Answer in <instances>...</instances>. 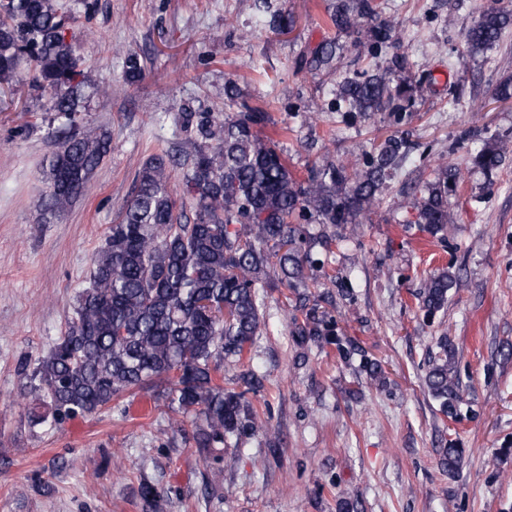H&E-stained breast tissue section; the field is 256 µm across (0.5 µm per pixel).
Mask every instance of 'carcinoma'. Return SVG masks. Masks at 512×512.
Listing matches in <instances>:
<instances>
[{"label": "carcinoma", "mask_w": 512, "mask_h": 512, "mask_svg": "<svg viewBox=\"0 0 512 512\" xmlns=\"http://www.w3.org/2000/svg\"><path fill=\"white\" fill-rule=\"evenodd\" d=\"M336 32L355 36L380 60L371 71L346 75L336 90V110L351 119L386 112L393 123L409 118L418 86L398 79L410 68L394 23L381 17L376 0H331L325 7ZM512 27V5L495 0L463 32L467 53L500 43ZM61 0H0V85L26 73L49 97L58 119L74 120L86 76L73 36L66 31ZM336 41L317 45L304 62L330 66ZM144 65L136 53L122 60L126 82L138 81ZM267 114L247 102L233 115L180 112L175 125L187 134L183 150V195L193 220L171 187L167 154L149 157L139 169L132 197L121 208L105 244L93 258L91 286L76 299V318L38 363L31 380L46 398L28 409L42 424L93 414L143 389L184 413L197 412L198 443L212 448L231 435L267 425L246 391L219 382L224 361L241 360L262 324L260 289H296L315 279L306 224H357L398 164L402 140L391 136L355 166L327 163L294 177L277 143L261 135ZM110 134L97 127L59 142L48 158L43 211L53 215L84 194L91 174L110 149ZM504 146L485 142L474 164L489 174L503 161ZM463 182L461 171L441 165L416 199V223L445 241L453 223L448 199ZM456 275L443 267L425 280L417 300L425 315L448 307ZM303 340L336 346L343 361L356 348L333 334L331 321L313 313L296 325ZM425 360L422 384L439 411L458 416L462 383L457 350L437 338ZM464 449L450 441L440 466L458 470Z\"/></svg>", "instance_id": "carcinoma-1"}]
</instances>
